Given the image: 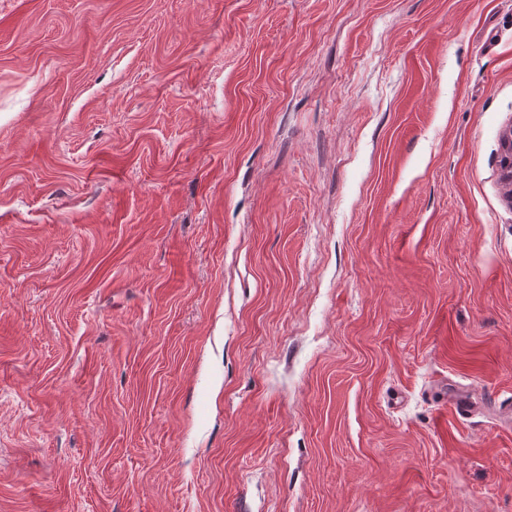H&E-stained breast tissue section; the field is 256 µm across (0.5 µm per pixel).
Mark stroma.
Here are the masks:
<instances>
[{
	"label": "stroma",
	"instance_id": "obj_1",
	"mask_svg": "<svg viewBox=\"0 0 512 512\" xmlns=\"http://www.w3.org/2000/svg\"><path fill=\"white\" fill-rule=\"evenodd\" d=\"M509 124L512 0H0V512H512ZM500 140L502 145L500 179L505 187V197L512 204V124L501 131Z\"/></svg>",
	"mask_w": 512,
	"mask_h": 512
}]
</instances>
